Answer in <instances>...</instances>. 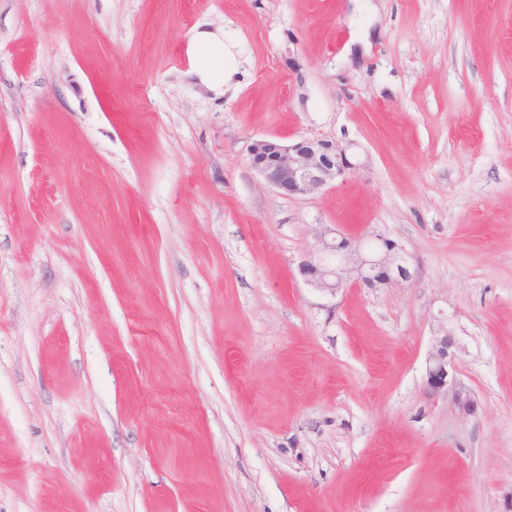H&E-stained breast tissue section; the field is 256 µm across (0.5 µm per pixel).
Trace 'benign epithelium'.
Listing matches in <instances>:
<instances>
[{"instance_id": "1", "label": "benign epithelium", "mask_w": 512, "mask_h": 512, "mask_svg": "<svg viewBox=\"0 0 512 512\" xmlns=\"http://www.w3.org/2000/svg\"><path fill=\"white\" fill-rule=\"evenodd\" d=\"M351 145L333 139L302 137L284 142L264 136L250 142L248 160L254 171L277 193L302 197L318 193L343 178L352 168ZM317 246L298 265L304 282L331 296L349 282L366 288H385L409 282L412 267L397 241L379 233L352 242L323 228L316 234ZM455 337L443 331L434 337L428 353L425 386L428 393L450 400L455 407L473 414L476 404L458 383L454 361Z\"/></svg>"}]
</instances>
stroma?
<instances>
[{"instance_id": "stroma-1", "label": "stroma", "mask_w": 512, "mask_h": 512, "mask_svg": "<svg viewBox=\"0 0 512 512\" xmlns=\"http://www.w3.org/2000/svg\"><path fill=\"white\" fill-rule=\"evenodd\" d=\"M370 2L0 0V512H512V0ZM263 136L356 167L285 197ZM322 224L413 279L310 288ZM231 46L224 45V36L198 29L189 42V51L196 61L195 73L204 83L216 87L232 81L238 72V62ZM456 348L455 337L447 329L434 336L427 358L425 386L431 396L449 399L459 411L474 414L476 404L455 376Z\"/></svg>"}]
</instances>
